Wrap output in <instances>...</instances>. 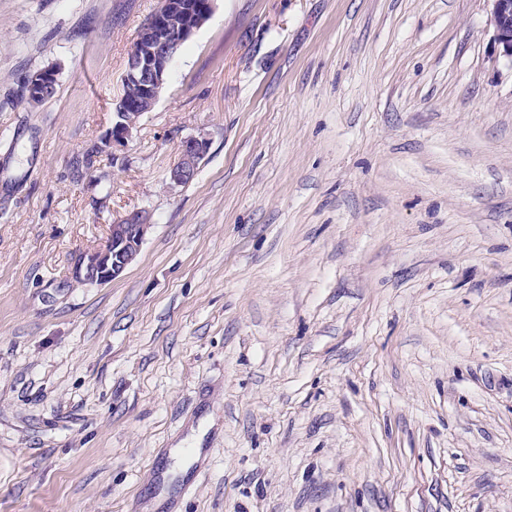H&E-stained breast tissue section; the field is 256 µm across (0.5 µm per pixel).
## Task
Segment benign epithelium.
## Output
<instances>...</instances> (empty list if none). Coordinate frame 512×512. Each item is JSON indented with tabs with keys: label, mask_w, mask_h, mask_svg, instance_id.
I'll return each mask as SVG.
<instances>
[{
	"label": "benign epithelium",
	"mask_w": 512,
	"mask_h": 512,
	"mask_svg": "<svg viewBox=\"0 0 512 512\" xmlns=\"http://www.w3.org/2000/svg\"><path fill=\"white\" fill-rule=\"evenodd\" d=\"M216 0L200 8L192 0H160L155 14L138 30L129 56L123 82L136 84L142 98L154 105L159 100L166 82L168 68L176 50L184 44L211 16ZM491 3L493 39L502 48L504 56L512 59V0H488ZM57 81L56 71L47 68L29 75L25 96L29 102L43 101V90ZM112 127L105 135V143L120 144L127 140L142 118L136 106L125 96L115 102ZM207 149L203 137L184 141L178 161L170 170V179L186 183L195 174L198 161ZM150 227L149 216L135 211L124 220L109 227L103 247L80 257L74 272L82 284H106L117 278L137 257Z\"/></svg>",
	"instance_id": "7a95c632"
}]
</instances>
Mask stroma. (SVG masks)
I'll return each instance as SVG.
<instances>
[{"label":"stroma","instance_id":"1","mask_svg":"<svg viewBox=\"0 0 512 512\" xmlns=\"http://www.w3.org/2000/svg\"><path fill=\"white\" fill-rule=\"evenodd\" d=\"M159 4L0 0V512H512L489 0H216L103 148ZM57 81L56 71L47 68L29 75L25 85V96L30 103L38 104L43 101V90L47 85H53ZM56 84L45 92V98H51L55 94ZM206 149L207 141L203 137L184 141L180 157L170 170V179L175 183H187L194 176L198 161ZM149 216L135 211L110 224L103 247L80 257L74 272L78 283L106 284L117 278L137 257L150 227Z\"/></svg>","mask_w":512,"mask_h":512}]
</instances>
